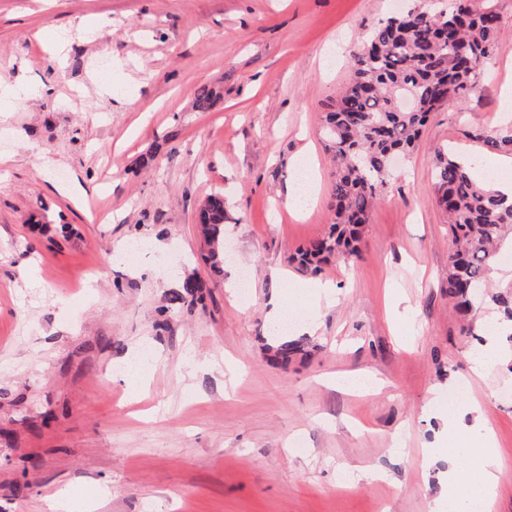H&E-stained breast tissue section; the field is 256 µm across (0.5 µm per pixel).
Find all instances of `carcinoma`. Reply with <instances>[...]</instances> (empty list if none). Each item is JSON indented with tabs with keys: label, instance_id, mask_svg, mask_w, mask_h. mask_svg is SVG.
<instances>
[{
	"label": "carcinoma",
	"instance_id": "cac0c4a2",
	"mask_svg": "<svg viewBox=\"0 0 512 512\" xmlns=\"http://www.w3.org/2000/svg\"><path fill=\"white\" fill-rule=\"evenodd\" d=\"M502 26L495 0H448L439 8L414 5L371 30L322 129L335 162L334 221L327 233L297 249L292 262L315 273L322 264L358 256V243L387 185L392 156L416 148L422 127L444 101L468 98L481 66L498 48ZM469 138L512 155L511 127L492 132L476 127ZM435 159L434 192L448 217L454 245L448 259V297L466 321L475 291L483 289L501 319L512 322V292L489 291L503 237L512 230V200L475 180L453 149L436 148ZM224 219V196L206 198L197 224L208 247L203 260L214 276L224 275ZM205 288L203 278L185 277L163 311L194 305ZM266 350L283 365L292 357L312 354L304 339L286 336Z\"/></svg>",
	"mask_w": 512,
	"mask_h": 512
}]
</instances>
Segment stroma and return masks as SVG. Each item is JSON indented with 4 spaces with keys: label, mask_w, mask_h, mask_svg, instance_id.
Returning a JSON list of instances; mask_svg holds the SVG:
<instances>
[{
    "label": "stroma",
    "mask_w": 512,
    "mask_h": 512,
    "mask_svg": "<svg viewBox=\"0 0 512 512\" xmlns=\"http://www.w3.org/2000/svg\"><path fill=\"white\" fill-rule=\"evenodd\" d=\"M408 0H0V512H429L421 451L445 410L482 404L512 512V337L482 377L448 298L435 147L482 152L511 124L512 0L466 103L432 113L367 224L359 257L288 259L333 222L321 136L366 34ZM218 95L207 112L196 92ZM307 162L312 203L286 198ZM224 196V278L163 313L182 271L206 275L196 209ZM138 259L112 260L124 242ZM331 282L315 304L310 282ZM318 346L264 350L269 299ZM367 373L381 393L332 380ZM458 390L447 402L449 390ZM472 141L479 142L493 151L512 155V128L487 131L481 127L472 128L469 132ZM282 342L275 348L266 343L265 349L273 353V359L283 365H288L291 357L306 358L311 356L313 350L305 346L304 339H288L287 336L282 337Z\"/></svg>",
    "instance_id": "1"
}]
</instances>
